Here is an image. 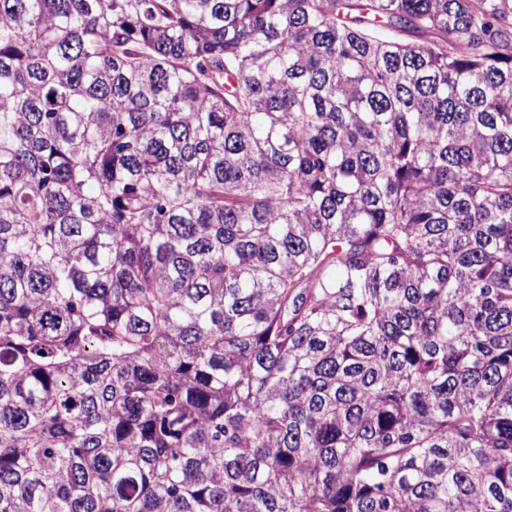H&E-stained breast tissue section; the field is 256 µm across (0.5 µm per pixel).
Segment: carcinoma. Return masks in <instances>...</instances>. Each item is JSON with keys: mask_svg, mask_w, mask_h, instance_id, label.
<instances>
[{"mask_svg": "<svg viewBox=\"0 0 512 512\" xmlns=\"http://www.w3.org/2000/svg\"><path fill=\"white\" fill-rule=\"evenodd\" d=\"M0 512H512V0H0Z\"/></svg>", "mask_w": 512, "mask_h": 512, "instance_id": "cac0c4a2", "label": "carcinoma"}]
</instances>
